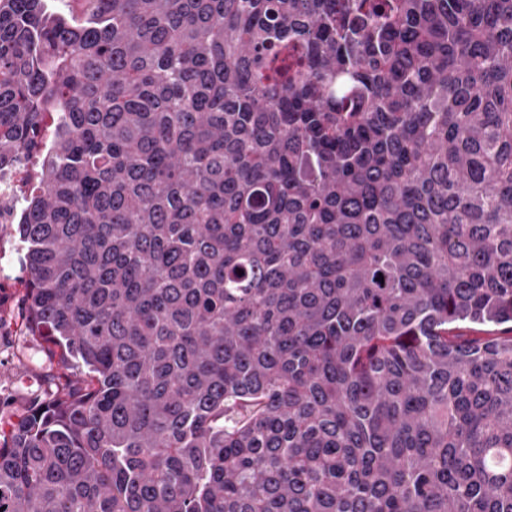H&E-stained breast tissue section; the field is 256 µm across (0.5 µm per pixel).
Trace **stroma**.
<instances>
[{
  "mask_svg": "<svg viewBox=\"0 0 512 512\" xmlns=\"http://www.w3.org/2000/svg\"><path fill=\"white\" fill-rule=\"evenodd\" d=\"M25 256L15 227L0 225V430L51 387L60 368L45 343L25 324Z\"/></svg>",
  "mask_w": 512,
  "mask_h": 512,
  "instance_id": "35a3bbf8",
  "label": "stroma"
}]
</instances>
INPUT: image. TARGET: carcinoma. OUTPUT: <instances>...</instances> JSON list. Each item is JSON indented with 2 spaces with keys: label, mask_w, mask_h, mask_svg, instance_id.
<instances>
[{
  "label": "carcinoma",
  "mask_w": 512,
  "mask_h": 512,
  "mask_svg": "<svg viewBox=\"0 0 512 512\" xmlns=\"http://www.w3.org/2000/svg\"><path fill=\"white\" fill-rule=\"evenodd\" d=\"M86 2L0 0V512H512V0ZM30 163L0 168V430L51 387L62 370L45 343L32 339L25 324V252L15 233L19 206L34 178Z\"/></svg>",
  "instance_id": "obj_1"
}]
</instances>
